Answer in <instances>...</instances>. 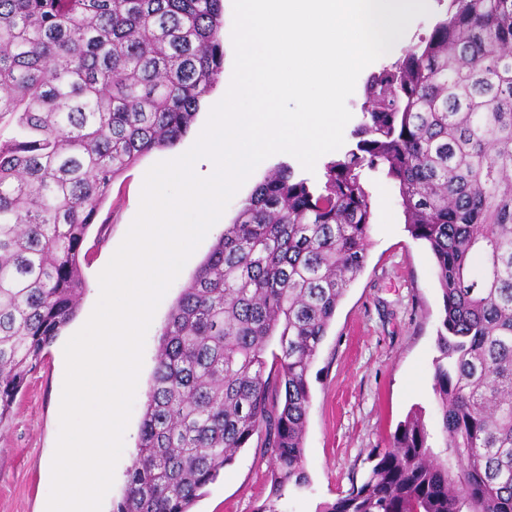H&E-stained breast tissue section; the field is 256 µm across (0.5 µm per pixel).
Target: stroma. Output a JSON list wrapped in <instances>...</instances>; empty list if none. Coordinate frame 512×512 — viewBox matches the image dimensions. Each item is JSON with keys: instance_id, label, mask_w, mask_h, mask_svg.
I'll return each instance as SVG.
<instances>
[{"instance_id": "35a3bbf8", "label": "stroma", "mask_w": 512, "mask_h": 512, "mask_svg": "<svg viewBox=\"0 0 512 512\" xmlns=\"http://www.w3.org/2000/svg\"><path fill=\"white\" fill-rule=\"evenodd\" d=\"M427 2L429 14L414 19L405 39L360 73L347 100L351 114L360 112L369 75L391 65L404 50L427 37L444 14L446 6L441 0ZM208 116V109L199 110L175 151L183 153L192 147ZM172 152H151L118 177L95 227L89 230L90 256L82 267L86 290L78 313L28 376L10 421L0 429V512H46L51 487L48 463L59 432L57 393L65 377L62 349L97 303L99 273L139 210L144 172L170 159ZM291 160V155L278 153L257 166L227 206L223 223L211 227L161 300L146 335L140 388L124 436L126 452L115 467L102 512H112L124 493L132 464L130 450L138 441L154 372L159 331L182 288L254 187L279 163ZM368 184L373 207L366 265L339 303L310 370L311 402L304 437L310 484L304 491H289L277 500L279 512H320L324 504L361 483L375 454L387 448L391 434L413 410H423L431 434L440 432L432 374L443 306L434 258L423 241L411 236L399 195L384 175L369 174ZM270 470L264 438L253 436L223 476L206 488L194 512H259L273 499Z\"/></svg>"}]
</instances>
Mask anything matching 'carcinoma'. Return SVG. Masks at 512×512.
<instances>
[{
    "mask_svg": "<svg viewBox=\"0 0 512 512\" xmlns=\"http://www.w3.org/2000/svg\"><path fill=\"white\" fill-rule=\"evenodd\" d=\"M223 26L222 0H0V428L77 313L112 183L175 147L217 84ZM351 138L319 181L279 164L182 289L113 512H192L260 431L273 496L308 485L309 373L365 265L367 171L435 260L442 443L408 415L320 512H512V0H448L368 78Z\"/></svg>",
    "mask_w": 512,
    "mask_h": 512,
    "instance_id": "cac0c4a2",
    "label": "carcinoma"
}]
</instances>
